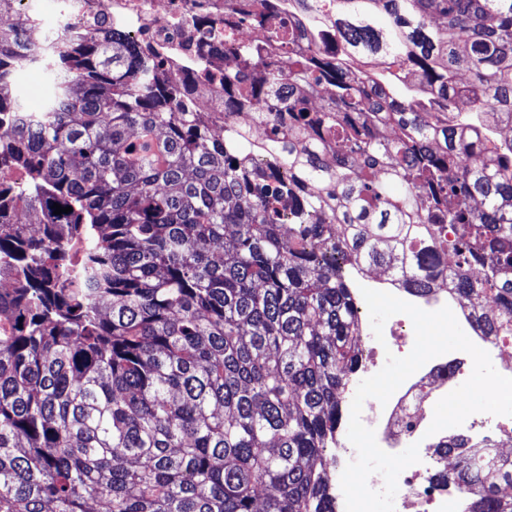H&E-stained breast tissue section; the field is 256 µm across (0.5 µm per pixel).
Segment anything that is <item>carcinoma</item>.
Wrapping results in <instances>:
<instances>
[{
	"instance_id": "obj_1",
	"label": "carcinoma",
	"mask_w": 512,
	"mask_h": 512,
	"mask_svg": "<svg viewBox=\"0 0 512 512\" xmlns=\"http://www.w3.org/2000/svg\"><path fill=\"white\" fill-rule=\"evenodd\" d=\"M299 2L327 24L316 51L266 0L224 30V110L267 130L264 166L123 32L78 21L45 49L0 26V512H336L362 360L347 259L482 297L485 335L512 339V142L482 118L512 125V0ZM255 25L269 41L242 43ZM373 55L439 114L349 68ZM28 69L34 115L10 94ZM439 448L467 512H512V459ZM336 469L334 470V479L336 483L337 497L336 502L337 505L340 506V512H345V498L340 486V478L343 470L346 465L355 460L357 457V452L353 445L349 442L348 438H340L336 442Z\"/></svg>"
}]
</instances>
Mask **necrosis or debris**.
<instances>
[{"mask_svg":"<svg viewBox=\"0 0 512 512\" xmlns=\"http://www.w3.org/2000/svg\"><path fill=\"white\" fill-rule=\"evenodd\" d=\"M247 0H20L19 8L35 24L44 46H52L76 20L97 21L124 29L137 43L168 50L166 71L172 81L182 80L191 64L204 69L193 83L190 97L196 111L208 113L217 135L245 133L252 144L249 157L265 163L264 128L253 125L249 114L224 109V30L235 25ZM345 272L356 293L359 316L368 308L361 293L370 288L390 293L426 311L449 307L470 340L488 352L495 369L512 377V342L483 336L474 320V309L461 305L447 286L427 293L370 273L352 264ZM383 340L365 330L364 348L375 352L388 346L398 357L408 355L415 343L411 319L404 314L383 328ZM473 362L462 351L435 357L404 381L387 404L367 399L362 421L374 430L379 447L398 454L403 448L419 444L425 455L419 463L404 469L398 483L403 489L398 512H465L464 499L456 487L437 484L436 475L448 460L437 452L439 442L454 438L455 429L428 434L434 406L439 399L463 384L471 375ZM465 426L473 443L487 447L492 454L512 446V420L488 413L470 415Z\"/></svg>","mask_w":512,"mask_h":512,"instance_id":"4bbe7bcc","label":"necrosis or debris"}]
</instances>
